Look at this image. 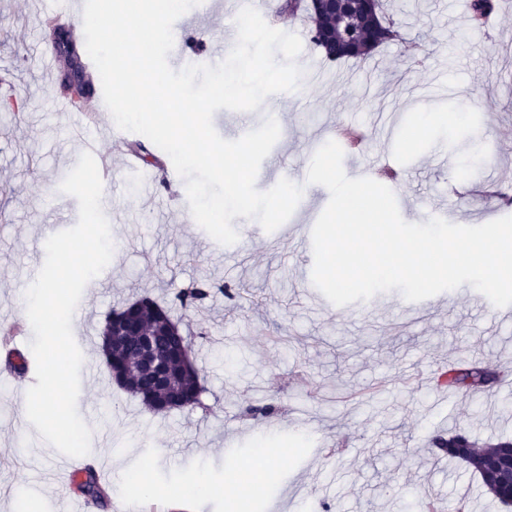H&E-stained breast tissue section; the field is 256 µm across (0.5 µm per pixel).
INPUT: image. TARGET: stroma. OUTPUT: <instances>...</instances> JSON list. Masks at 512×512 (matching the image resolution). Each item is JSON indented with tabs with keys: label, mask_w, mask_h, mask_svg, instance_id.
Returning a JSON list of instances; mask_svg holds the SVG:
<instances>
[{
	"label": "stroma",
	"mask_w": 512,
	"mask_h": 512,
	"mask_svg": "<svg viewBox=\"0 0 512 512\" xmlns=\"http://www.w3.org/2000/svg\"><path fill=\"white\" fill-rule=\"evenodd\" d=\"M35 0H0V95L19 93V111L0 108V333L17 327V347L34 335L21 310L45 260L52 224L75 225L79 205L60 192L84 152V141L110 157L102 207L114 237L107 281H89L73 335L83 354L77 409L92 431L90 457L114 464L122 454L148 462L153 495L107 496L88 512H231L252 497L258 512H305L326 502L331 512H423L431 499L466 502L468 512H512L494 502L459 463L434 454L437 433L462 430L480 440L512 436V389L494 384L476 396L442 395L437 373L461 360L512 371V321L470 284L425 299L416 313L399 291L337 306L312 282L313 227L330 194L307 183L315 152L340 127L368 131L361 150L345 151L348 177L389 161V184L402 218L427 222L452 211L460 225L512 216V207L455 196L448 175L470 166L477 181L512 189V0H499L493 25L472 26L468 0H384L415 58L403 44L379 47L366 60L326 62L304 16L282 15L276 27L297 34L299 90L268 96L265 112L218 110L217 133L235 140L273 116L280 137L256 178L266 191L281 179L303 196L285 225L268 233L234 218L238 241L224 246L195 223L184 181H160L153 193L126 172L129 144L106 129L110 112L88 103L86 117L60 109L57 74L44 64L52 45L33 27ZM230 0H205L185 13V35L205 34L204 48L227 51L236 34ZM321 72L320 81L308 73ZM397 116L394 133L377 115ZM231 286L241 299L215 295L200 312L174 310L194 341L202 406L154 414L118 387L99 354L101 328L118 301L151 294L169 305L175 289L199 276ZM27 374L0 383V512H65L75 492L59 475L64 454L44 441L16 399ZM267 404L275 411L252 416ZM281 448L283 464L243 493L225 479L258 468L263 441Z\"/></svg>",
	"instance_id": "obj_1"
}]
</instances>
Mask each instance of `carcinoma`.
Returning <instances> with one entry per match:
<instances>
[{"mask_svg":"<svg viewBox=\"0 0 512 512\" xmlns=\"http://www.w3.org/2000/svg\"><path fill=\"white\" fill-rule=\"evenodd\" d=\"M470 20L482 25L497 10L495 0H470ZM312 22L310 41L325 59L338 62L366 58L372 51L388 43L385 33L392 23L383 15L382 4L376 9L360 11L351 19L340 20L332 15L308 13ZM51 43L62 59L63 66L72 67L93 81L88 62L77 48L66 49L73 43L70 31L51 19L47 22ZM216 293L227 298L240 295L230 285L217 284L207 278L191 281L174 293L173 301L184 309L199 310ZM137 319L145 333L153 338L157 358L164 362L169 372L170 384L159 389L153 384L149 370L141 367L140 350L135 337L128 335V321ZM101 354L105 366L115 383L140 400L153 413L172 410H192L202 406L201 386L197 370L191 359L192 340L176 335V322L170 311L148 295H141L112 309L101 331ZM498 381V375L477 364L460 363L438 374L436 384L450 390H464L476 394L484 387ZM432 446L439 449L450 461H460L481 479L493 498L508 507L512 505V487L503 477L498 461L512 451V440L501 438L486 447L464 431H454L448 436H438ZM86 498L99 501L102 487L92 471L77 485Z\"/></svg>","mask_w":512,"mask_h":512,"instance_id":"1","label":"carcinoma"}]
</instances>
